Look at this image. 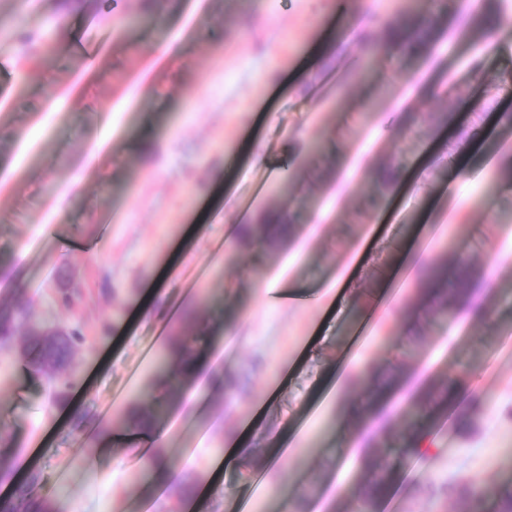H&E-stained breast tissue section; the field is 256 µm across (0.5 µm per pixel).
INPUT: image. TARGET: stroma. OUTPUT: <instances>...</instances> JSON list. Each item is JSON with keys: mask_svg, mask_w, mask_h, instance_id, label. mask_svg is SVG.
Wrapping results in <instances>:
<instances>
[{"mask_svg": "<svg viewBox=\"0 0 512 512\" xmlns=\"http://www.w3.org/2000/svg\"><path fill=\"white\" fill-rule=\"evenodd\" d=\"M0 0V305L29 303L37 321L79 329L77 382L64 404L52 389L0 355V433L21 449L48 440L38 469L42 495L58 493L66 512H187L183 499L156 484L123 411L149 383L147 350L156 328L182 325L192 308L209 326L230 324L228 343H205L225 380H240V405L195 378L194 400L171 398L162 443L172 471L196 487L216 478L214 463L246 426L254 452L240 458L204 512H250L269 501L293 512H347L378 474L388 476L378 512H471L467 492L447 494L460 477L485 495L512 486V290L499 288L512 268V183L497 170L512 142L500 144L512 115V55L484 54L455 22L442 34L453 48L396 62L377 57L369 74L358 62L360 36L380 38L386 14L422 0H348L356 23L343 42L319 51L318 37L339 0H161L150 24L132 25L141 0ZM56 21L68 50L42 65L19 57L20 39ZM186 35L180 56L150 66L152 48ZM320 53L315 66L307 57ZM102 72L89 80L88 70ZM438 97H424L428 78ZM150 91L130 96L139 80ZM405 99L399 122L390 98ZM457 138L441 140L450 120ZM495 141L458 181L461 142ZM256 140L260 158L246 155ZM98 167H85L91 149ZM244 165L227 184L216 173L225 152ZM397 168L396 195L376 184L375 169ZM267 175L254 193L257 175ZM291 179L289 198L275 188ZM290 210L294 236L280 245H244L224 236L228 224H257ZM484 280L491 312L459 326L435 316L418 282L443 244ZM409 260L395 266L401 248ZM359 274L345 298L337 279ZM306 288L298 299L270 301L273 278ZM70 289L71 305L58 300ZM156 291V311L135 306ZM373 327L359 348L353 332ZM454 381L473 401V429L441 409L410 422L395 412L386 431L362 434L356 457L336 427L351 401L371 388ZM123 449L106 448L113 434ZM284 435L290 459L267 466L266 437ZM424 436L412 467L397 450ZM266 487L252 493L254 468Z\"/></svg>", "mask_w": 512, "mask_h": 512, "instance_id": "obj_1", "label": "stroma"}]
</instances>
